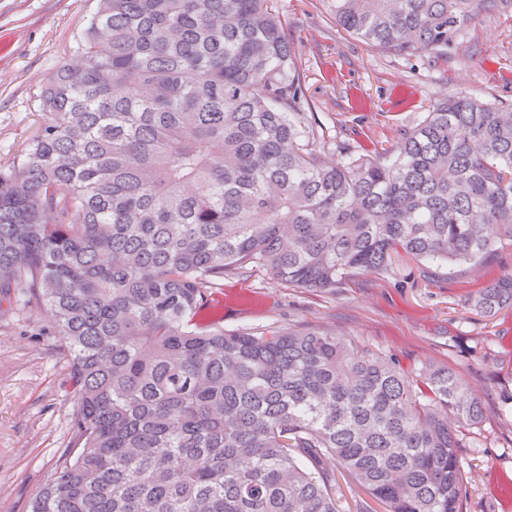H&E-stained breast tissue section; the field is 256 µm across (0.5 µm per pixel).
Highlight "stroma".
Returning a JSON list of instances; mask_svg holds the SVG:
<instances>
[{
  "label": "stroma",
  "instance_id": "stroma-1",
  "mask_svg": "<svg viewBox=\"0 0 512 512\" xmlns=\"http://www.w3.org/2000/svg\"><path fill=\"white\" fill-rule=\"evenodd\" d=\"M296 48L303 116L324 135L327 160L360 147L395 149L440 97L465 93L512 105V18L494 15L457 39L444 64L425 55L395 58L340 30L326 0H279ZM97 0H0V167H19L41 122L50 73L77 62ZM512 272V246L488 268L434 267L407 256L384 273H359L314 292L262 270L225 276L214 299L243 291L224 309L228 331L308 325L326 328L406 368L450 365L487 412L461 451L465 512H512V419L499 411L512 395V307L486 316L469 298ZM70 358L47 315L0 300V512H31L33 497L69 460L77 403Z\"/></svg>",
  "mask_w": 512,
  "mask_h": 512
}]
</instances>
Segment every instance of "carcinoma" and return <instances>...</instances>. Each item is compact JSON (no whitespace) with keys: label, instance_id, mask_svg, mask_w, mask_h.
Here are the masks:
<instances>
[{"label":"carcinoma","instance_id":"obj_1","mask_svg":"<svg viewBox=\"0 0 512 512\" xmlns=\"http://www.w3.org/2000/svg\"><path fill=\"white\" fill-rule=\"evenodd\" d=\"M278 0H98L76 65L0 169V294L69 350L75 458L31 512H463L460 449L486 415L446 364L304 326L226 332L212 289L297 288L404 253L482 268L512 245V110L438 99L388 155L329 162ZM349 36L448 61L512 0H327ZM512 307V273L471 297Z\"/></svg>","mask_w":512,"mask_h":512}]
</instances>
